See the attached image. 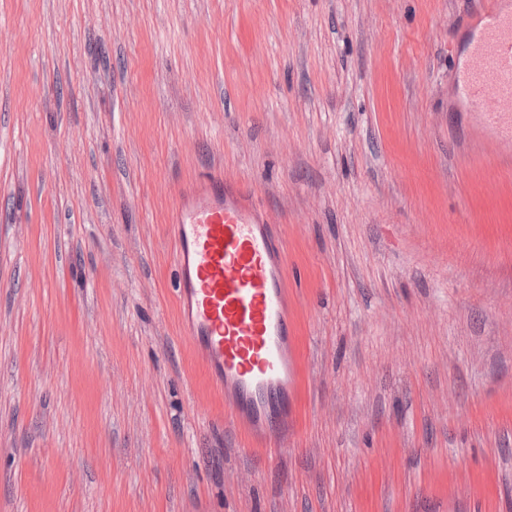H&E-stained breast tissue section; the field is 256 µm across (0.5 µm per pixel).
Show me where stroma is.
<instances>
[{"instance_id": "35a3bbf8", "label": "stroma", "mask_w": 512, "mask_h": 512, "mask_svg": "<svg viewBox=\"0 0 512 512\" xmlns=\"http://www.w3.org/2000/svg\"><path fill=\"white\" fill-rule=\"evenodd\" d=\"M480 0H0V512H512V138ZM211 171L281 236L299 384L253 450L182 332ZM479 37L470 48L468 63L459 70V98L474 106L486 121L512 134V9L487 0Z\"/></svg>"}]
</instances>
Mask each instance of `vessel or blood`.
I'll list each match as a JSON object with an SVG mask.
<instances>
[{
  "label": "vessel or blood",
  "mask_w": 512,
  "mask_h": 512,
  "mask_svg": "<svg viewBox=\"0 0 512 512\" xmlns=\"http://www.w3.org/2000/svg\"><path fill=\"white\" fill-rule=\"evenodd\" d=\"M479 19L458 96L512 134V9L485 0ZM168 224L185 334L223 391L227 418L268 445L298 379L283 242L250 196L220 174L186 190Z\"/></svg>",
  "instance_id": "obj_1"
}]
</instances>
